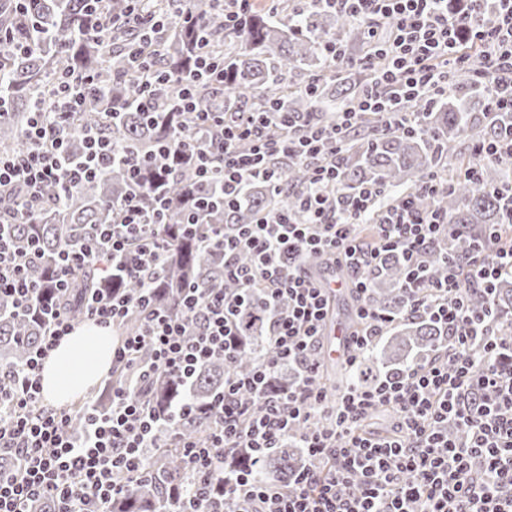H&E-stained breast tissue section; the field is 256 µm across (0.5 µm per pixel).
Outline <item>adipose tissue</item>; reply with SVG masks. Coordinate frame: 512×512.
I'll use <instances>...</instances> for the list:
<instances>
[{
  "label": "adipose tissue",
  "mask_w": 512,
  "mask_h": 512,
  "mask_svg": "<svg viewBox=\"0 0 512 512\" xmlns=\"http://www.w3.org/2000/svg\"><path fill=\"white\" fill-rule=\"evenodd\" d=\"M113 336L87 322L75 327L43 364V395L57 406L70 404L105 376L112 366Z\"/></svg>",
  "instance_id": "ef3b65f1"
}]
</instances>
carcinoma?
Segmentation results:
<instances>
[{
	"instance_id": "1",
	"label": "carcinoma",
	"mask_w": 512,
	"mask_h": 512,
	"mask_svg": "<svg viewBox=\"0 0 512 512\" xmlns=\"http://www.w3.org/2000/svg\"><path fill=\"white\" fill-rule=\"evenodd\" d=\"M139 8L151 15L178 14L182 20L155 29L154 47L162 49V71L171 77L155 83L149 75L130 67L129 49L139 40V32L126 28L100 30L99 15L120 17L130 4L127 0H0V151L15 153L25 148L23 131L33 102L63 75L88 76L92 84L84 89L82 105L76 112L68 136V149L80 155L87 131H98L119 141L129 152L146 161L138 184L131 183L127 168L115 165L106 173L81 184L64 196L55 184L44 190L45 203L26 223L16 225V240L24 246L36 242L41 261L28 271L32 281L47 288L38 308L53 307L72 317L84 315L87 302L112 288L129 293L140 291L135 280L112 278V260L105 257L97 265L89 264L71 278L70 289L57 293L49 288L57 276L59 252L88 235L96 224H110L112 206L135 191L144 210L151 204L158 187L167 198L163 227L169 251L158 291L159 304L175 311L183 288L197 283L213 291L233 290L236 283L224 277V258L207 249L200 237L183 234V222L192 207L191 198L207 200L197 212L198 232L209 224H253L269 211L293 210L298 196L288 187H298L308 180L305 164L277 159L284 173L285 188L276 193L268 183H251L243 200L224 206L219 186L199 180L193 170L176 164L158 152L159 144L176 135L198 136L192 117L172 112L184 88L178 77L194 69L195 54L201 46L224 60V84L195 83L196 97L203 107L224 112H256L260 104L276 100L287 112L303 117L317 113V121L334 122L336 102L350 101L362 89L366 78L328 77L321 80L317 99L311 100L288 85V76L306 68L313 74L328 71L331 64L322 52L323 43L354 29L345 19L310 6L298 12L281 3V25H274L269 15L252 11L244 26L234 32L224 31V14L210 0H141ZM206 15L209 23L199 31L187 22L191 16ZM113 46L102 54V44ZM154 84L148 108H143L144 81ZM408 111L420 118L421 130L414 134L376 132L373 120L365 121L352 138L350 153L342 169L344 189L351 191L364 184L388 192L413 194L430 170L457 161L451 169V188L433 201L420 196L423 209L439 206L447 211L452 224L466 227L468 233H453L441 241L428 259L431 277L444 275L441 260L446 252L463 253L488 224H502L505 218L498 200L476 189L459 177L466 167L463 147L494 136L495 128L486 110L465 81L457 82L448 98L428 106L412 102ZM407 269L396 254L385 257L380 273L372 281L368 301L375 308L399 313L404 306L400 286ZM498 308L512 309V281L501 280L495 290ZM243 346L231 365L214 358L200 367L187 388L168 378L153 381L147 400L157 412L182 401L204 405L224 389V372L229 367L241 373L251 371L258 347L266 342L269 314L260 296L254 294L238 316ZM46 320L41 316L22 318L12 313L9 302L0 300V369L24 361L27 350L44 336ZM444 336L443 328L418 317H402L387 335L362 358L357 369L345 371V382L370 385L377 380L400 375L408 362L432 350ZM206 429L201 416L182 421L177 433L184 438H198ZM164 448L149 460L150 474L130 483L128 490L112 502V512H175L178 504L168 496L169 487L178 482L184 469L183 458L163 442ZM311 459L302 448H290L288 442L266 451L255 469L257 476L280 485L293 481Z\"/></svg>"
}]
</instances>
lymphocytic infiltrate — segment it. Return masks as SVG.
<instances>
[{
	"label": "lymphocytic infiltrate",
	"instance_id": "lymphocytic-infiltrate-1",
	"mask_svg": "<svg viewBox=\"0 0 512 512\" xmlns=\"http://www.w3.org/2000/svg\"><path fill=\"white\" fill-rule=\"evenodd\" d=\"M494 2L488 10L485 0H462L452 11L448 0H313L354 21L369 42L353 57L341 39L323 46L330 63L348 62L371 75L329 126L311 116L299 120L275 102L230 117L200 107L193 88H184L176 109L193 114L202 135L175 138L171 147L197 176L220 184L229 205L257 180L281 188L277 160H297L310 170L299 190L300 208L273 212L255 224L212 225L203 241L223 253L224 275L238 288L189 286L176 313L151 306L168 241L136 197L120 203L118 220L97 225L80 245L60 253L56 290H66L72 272L102 254L111 256L116 276L142 284L136 294L91 300L85 319L117 329L131 311L146 315L139 331L120 337L112 350L127 382L113 386L109 406L85 402L80 436L71 433L69 410L44 404L40 376L74 319L46 312L40 344L20 365L0 373V449L22 461L18 471H0V512H29L41 499L52 500L54 512H110L112 498L145 474L160 439L175 435L179 423L198 412L207 420V434L180 443L187 470V484L178 492L184 512H512V318L500 314L494 299L496 282L512 276V224L492 225L470 252L446 256L447 274L434 280L425 258L447 235V214L422 210L408 195L384 203V191L373 185L341 188L342 164L365 116L379 117L384 134L413 129L417 121L405 102L437 103L461 78L483 95L497 122L494 138L472 145L465 178L479 186L486 166L512 170V0ZM82 92V80L63 78L48 104L34 106L26 149L0 153V189L25 192L20 209L0 217V296L19 315L32 312L41 292L27 276L39 250L16 247L11 227L40 207L44 186L55 183L66 193L112 165L133 173L140 168L137 156L94 132L82 156L68 153ZM271 126L282 127L283 135L271 138ZM241 141L248 151L237 150ZM365 225L373 232L369 245L360 237ZM312 253L340 270L337 287L357 295L348 367L395 321L368 301L370 281L391 253L408 267L405 314L440 324L446 345L398 379L368 387L350 383L330 397L314 361L330 290L309 271ZM243 255L248 263H240ZM256 293L271 321L251 372L225 373L223 391L204 410L182 402L158 415L143 389L161 373L186 383L212 358L233 362L241 347L237 317ZM477 296L485 302L479 313L471 305ZM283 365L295 368L296 385L269 390L270 375ZM380 408L391 413V430L367 431L365 422ZM450 421L458 437L444 432ZM288 437L316 461L293 486L260 482L248 467L225 474V457L244 450L254 459Z\"/></svg>",
	"mask_w": 512,
	"mask_h": 512
}]
</instances>
